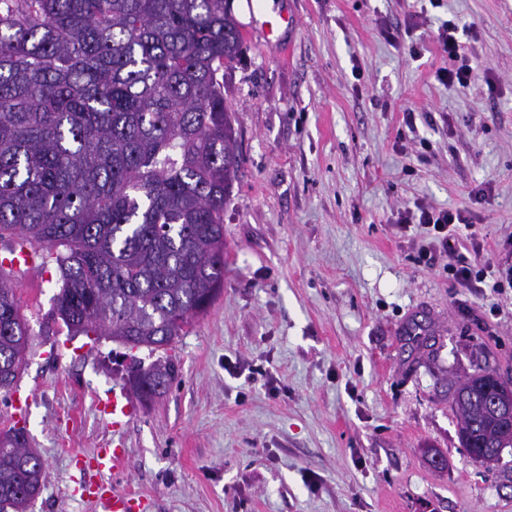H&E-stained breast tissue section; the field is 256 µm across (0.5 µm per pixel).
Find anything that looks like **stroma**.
<instances>
[{"instance_id":"1","label":"stroma","mask_w":512,"mask_h":512,"mask_svg":"<svg viewBox=\"0 0 512 512\" xmlns=\"http://www.w3.org/2000/svg\"><path fill=\"white\" fill-rule=\"evenodd\" d=\"M298 21L245 41L224 101L240 167L224 209V291L167 351L69 335L51 317L55 264L14 273L30 325L0 431L44 462L28 512H101L74 457L125 450L111 475L148 512H512V447L462 448L453 384L512 383V288H464L398 209L466 210L459 256L512 262V0H245ZM476 69L442 85L435 34ZM177 378L112 430L99 404L132 360ZM459 27L460 21L452 18L444 21L438 28L435 41L440 51L448 55V68L438 69L436 77L443 85L467 88L476 74L457 37Z\"/></svg>"}]
</instances>
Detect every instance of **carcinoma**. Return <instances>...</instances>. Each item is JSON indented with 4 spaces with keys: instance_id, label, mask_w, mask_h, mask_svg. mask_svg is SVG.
I'll return each instance as SVG.
<instances>
[{
    "instance_id": "obj_1",
    "label": "carcinoma",
    "mask_w": 512,
    "mask_h": 512,
    "mask_svg": "<svg viewBox=\"0 0 512 512\" xmlns=\"http://www.w3.org/2000/svg\"><path fill=\"white\" fill-rule=\"evenodd\" d=\"M244 36L229 0H0V238L55 262L68 332L165 349L224 288V206L239 168L224 75ZM0 266V393L29 342ZM168 389L175 366L146 368ZM496 372L458 387L475 461L512 445ZM0 432V512H25L40 463Z\"/></svg>"
}]
</instances>
